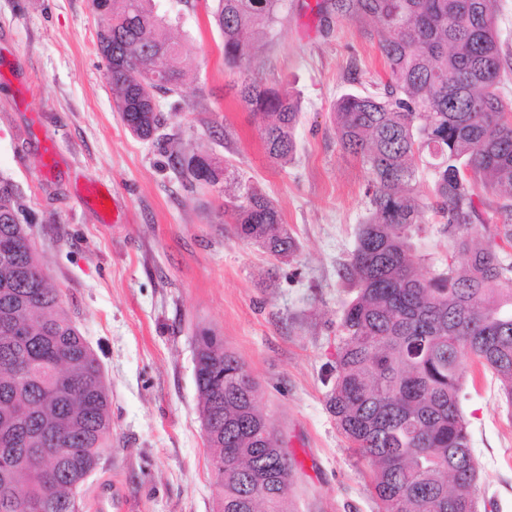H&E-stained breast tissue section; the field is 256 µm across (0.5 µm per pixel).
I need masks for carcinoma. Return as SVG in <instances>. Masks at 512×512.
Wrapping results in <instances>:
<instances>
[{
  "label": "carcinoma",
  "mask_w": 512,
  "mask_h": 512,
  "mask_svg": "<svg viewBox=\"0 0 512 512\" xmlns=\"http://www.w3.org/2000/svg\"><path fill=\"white\" fill-rule=\"evenodd\" d=\"M237 93L267 119L268 156L296 149L300 102L251 77L244 49L273 29L286 0H211ZM492 0H320L319 12L376 22L390 72L385 97L345 93L336 135L369 174L370 216L338 275L353 292L337 333L329 409L372 471L378 512H476L478 466L461 409L465 360L512 406V100L497 93L502 56ZM98 51L124 125L159 139L161 94L177 93L180 45L154 0H91ZM192 188L237 184L224 200L236 236L283 258L297 248L264 194L208 154H171ZM433 172L432 211L448 257L427 276L419 165ZM499 189V223L478 224L476 180ZM18 186L0 176V512H77L73 486L111 453L101 364L62 307L25 226ZM195 341V383L220 512H287L293 465L257 406L245 363L209 330Z\"/></svg>",
  "instance_id": "obj_1"
}]
</instances>
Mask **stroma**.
<instances>
[{
  "label": "stroma",
  "mask_w": 512,
  "mask_h": 512,
  "mask_svg": "<svg viewBox=\"0 0 512 512\" xmlns=\"http://www.w3.org/2000/svg\"><path fill=\"white\" fill-rule=\"evenodd\" d=\"M309 2L288 0L249 61L251 75L301 102L296 153L278 165L261 116L232 89L204 0H156L187 72L180 93L161 101L162 132L174 147L231 160L276 204L297 250L275 259L236 237L218 189L189 188L165 146L127 130L90 0H0V176L18 185L43 269L111 395L112 453L85 482L82 512H97L105 481L127 512H218L194 378L203 329L258 383L257 405L294 463L291 512H377L369 473L328 407L350 298L338 269L369 208L368 173L342 148L332 111L346 92L383 94L388 71L374 24L321 20ZM48 143L57 162L43 178ZM91 184L112 222L87 204ZM464 387L478 512H512V407L476 367Z\"/></svg>",
  "instance_id": "1"
}]
</instances>
